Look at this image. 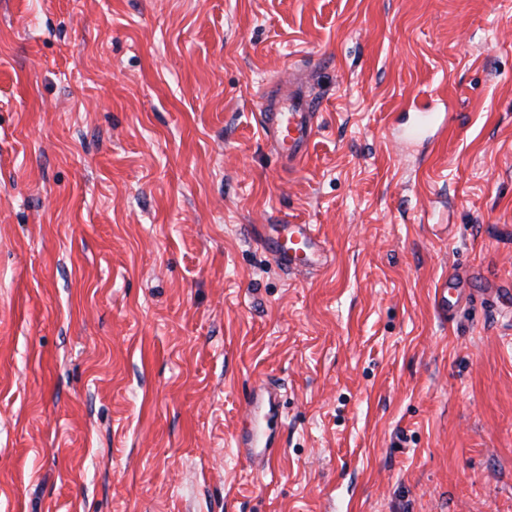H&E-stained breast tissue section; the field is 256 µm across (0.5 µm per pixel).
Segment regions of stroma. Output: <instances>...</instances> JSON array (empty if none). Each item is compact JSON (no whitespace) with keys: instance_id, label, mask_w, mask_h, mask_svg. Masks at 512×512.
Returning <instances> with one entry per match:
<instances>
[{"instance_id":"35a3bbf8","label":"stroma","mask_w":512,"mask_h":512,"mask_svg":"<svg viewBox=\"0 0 512 512\" xmlns=\"http://www.w3.org/2000/svg\"><path fill=\"white\" fill-rule=\"evenodd\" d=\"M0 512H512V0H0ZM310 73L294 70L276 90L262 93V129L273 151L293 164L308 152L317 124L316 102L304 91ZM262 244L282 268L295 275L309 273L324 253L321 239L310 224H286L277 237ZM237 448H245L246 459L259 464L267 463L275 453V440L266 436L260 428H250L236 439Z\"/></svg>"}]
</instances>
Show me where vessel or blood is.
Returning <instances> with one entry per match:
<instances>
[{"instance_id":"1","label":"vessel or blood","mask_w":512,"mask_h":512,"mask_svg":"<svg viewBox=\"0 0 512 512\" xmlns=\"http://www.w3.org/2000/svg\"><path fill=\"white\" fill-rule=\"evenodd\" d=\"M309 80V73L296 70L278 88L262 93V129L273 151L291 164L306 155L318 127L317 105L305 92ZM263 245L282 268L295 275L309 272L324 253L318 233L309 224L284 225L277 237L264 240ZM236 445L245 449L249 462L261 464L269 462L276 449L274 439L257 427L237 438Z\"/></svg>"}]
</instances>
